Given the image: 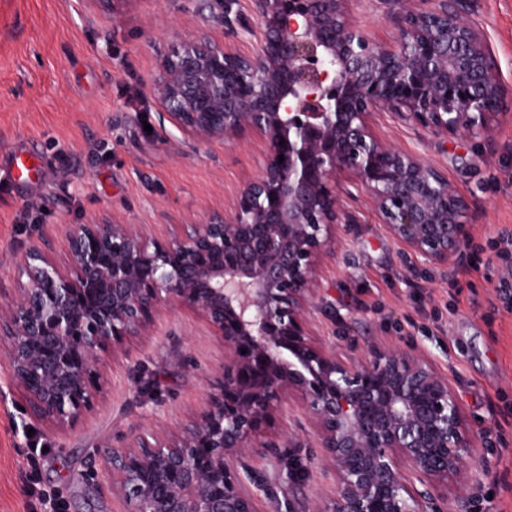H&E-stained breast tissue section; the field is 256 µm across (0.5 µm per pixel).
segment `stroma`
I'll return each mask as SVG.
<instances>
[{
	"mask_svg": "<svg viewBox=\"0 0 512 512\" xmlns=\"http://www.w3.org/2000/svg\"><path fill=\"white\" fill-rule=\"evenodd\" d=\"M351 18L383 45L397 26L389 0H353ZM483 31L512 88V0H474ZM225 39L223 23L198 0H0V170L22 158L31 173L0 179V289L24 276L18 261L48 237L58 261L63 224L115 220L170 225L223 215L236 191L258 174L261 145L237 139L189 148L160 112L150 79L180 39ZM379 135L436 163L467 199L471 249L454 269L406 253L361 193L345 199L354 218L336 243L337 260L318 270L313 331L349 355L371 346L410 348L447 374L469 428L485 446L465 480L448 483L450 512H512V123L490 136L437 141L381 115ZM224 359L220 342L193 313L163 307L150 336L97 364L91 409L74 429L50 433L19 401L0 399V512H119L99 473L101 453L138 433L188 421L204 405ZM275 453L243 459L251 489L268 512H315L329 490L322 451L306 415L275 427ZM302 464L307 477L282 471Z\"/></svg>",
	"mask_w": 512,
	"mask_h": 512,
	"instance_id": "1",
	"label": "stroma"
}]
</instances>
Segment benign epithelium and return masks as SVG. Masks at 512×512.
Returning a JSON list of instances; mask_svg holds the SVG:
<instances>
[{"instance_id": "1", "label": "benign epithelium", "mask_w": 512, "mask_h": 512, "mask_svg": "<svg viewBox=\"0 0 512 512\" xmlns=\"http://www.w3.org/2000/svg\"><path fill=\"white\" fill-rule=\"evenodd\" d=\"M199 2L224 8L226 34L253 36L254 49L186 37L162 55L151 93L189 144L256 131L261 171L224 218L179 224L164 242L146 224H69L64 264L48 239L33 243L26 282L0 298L11 392L48 429L74 426L101 355L151 335L160 307L176 305L219 338L224 363L188 422L104 452L131 512H263L242 459L292 402L333 480L318 512H442L441 488L482 447L448 376L410 349L339 353L312 317L354 190L406 251L447 269L466 256L467 201L374 126L387 112L446 141L512 121L472 0H412L390 45L352 22V0H250L249 15Z\"/></svg>"}]
</instances>
